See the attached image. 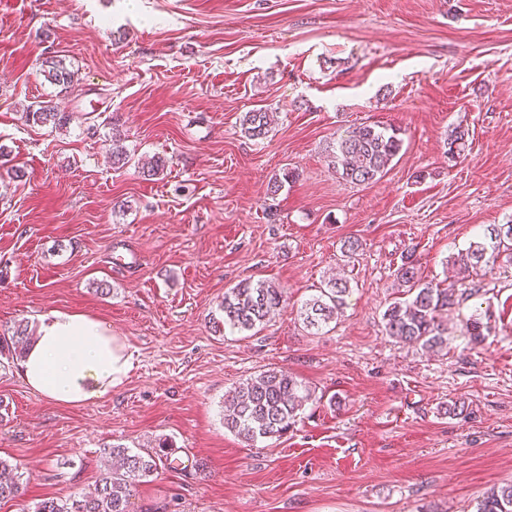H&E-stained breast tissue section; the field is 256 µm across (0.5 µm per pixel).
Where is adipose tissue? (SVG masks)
Masks as SVG:
<instances>
[{
  "label": "adipose tissue",
  "mask_w": 512,
  "mask_h": 512,
  "mask_svg": "<svg viewBox=\"0 0 512 512\" xmlns=\"http://www.w3.org/2000/svg\"><path fill=\"white\" fill-rule=\"evenodd\" d=\"M25 383L66 405L111 396L132 367L120 337L103 321L55 310L43 318L19 361Z\"/></svg>",
  "instance_id": "1"
}]
</instances>
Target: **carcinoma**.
Returning a JSON list of instances; mask_svg holds the SVG:
<instances>
[{
  "mask_svg": "<svg viewBox=\"0 0 512 512\" xmlns=\"http://www.w3.org/2000/svg\"><path fill=\"white\" fill-rule=\"evenodd\" d=\"M47 81L66 89L74 87L75 72L53 57L45 60ZM26 122L61 130L70 123V114L51 104L28 105L22 112ZM272 129V115L260 107L243 114L241 132L250 140H263ZM469 130L458 126L449 135L448 154L464 151ZM126 139L119 121L112 122V164L129 162ZM402 140L397 130L377 124H362L340 137L333 149L330 165L340 178L353 184L380 180L399 154ZM492 246L473 242L457 254L452 263L464 276L453 289L441 288L419 277L418 260L410 252L397 268V279L409 286L410 298L390 304L382 319L386 335L402 344L439 349L448 342V328L442 317L463 296L476 293L466 273L482 269L492 272L500 256V246L512 243V224L495 225L489 231ZM349 293L348 281L332 279L316 289L300 309L302 323L312 335H318L337 321ZM284 303V290L275 284L244 279L224 291L218 304L221 319L214 321L216 331L232 335L251 332L266 325ZM31 339L28 324L20 322L10 336H0V354L21 352ZM316 400L296 377L284 370L269 369L249 378L224 400V428L248 446L260 439H279L295 425L305 406ZM174 451L173 442L160 439L153 448L135 451L120 445L104 449L106 466L94 490L79 493L65 501L42 499L33 512H130V499L143 480L158 473L159 463ZM19 466L0 458V500L21 495ZM477 512H512V483L489 489Z\"/></svg>",
  "mask_w": 512,
  "mask_h": 512,
  "instance_id": "obj_1",
  "label": "carcinoma"
}]
</instances>
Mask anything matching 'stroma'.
Returning <instances> with one entry per match:
<instances>
[{"label": "stroma", "mask_w": 512, "mask_h": 512, "mask_svg": "<svg viewBox=\"0 0 512 512\" xmlns=\"http://www.w3.org/2000/svg\"><path fill=\"white\" fill-rule=\"evenodd\" d=\"M51 56L76 90L45 79ZM40 101L69 112L67 129L22 120ZM259 107L277 121L255 142L239 118ZM362 124L398 129L403 146L379 181L348 184L327 153ZM458 125L470 137L454 158ZM155 156L163 172L143 177ZM511 221L512 0H0V335L83 312L133 356L118 391L77 406L0 356V457L24 472L0 512L93 488L101 449L161 438L172 462L131 512H476L512 482V261L474 276L447 348L397 344L382 314L406 296L407 252L446 287L451 257ZM128 251L139 262L114 269ZM335 274L344 315L309 334L300 307ZM245 278L279 285L285 304L256 335L215 332ZM270 368L320 399L248 448L224 427V397ZM457 398L467 418L444 414Z\"/></svg>", "instance_id": "stroma-1"}]
</instances>
